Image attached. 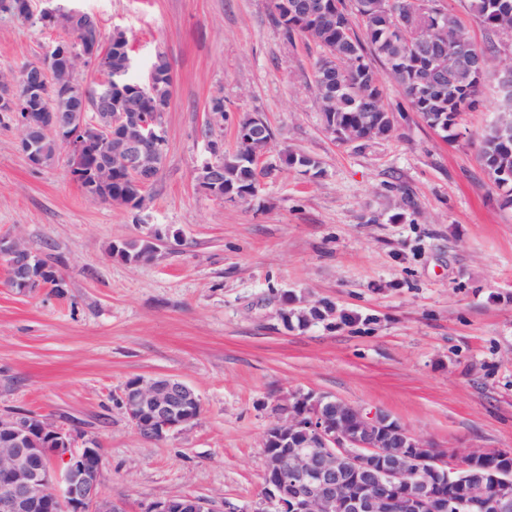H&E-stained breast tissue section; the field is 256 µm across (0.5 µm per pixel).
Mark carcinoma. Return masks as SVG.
Wrapping results in <instances>:
<instances>
[{"label": "carcinoma", "mask_w": 512, "mask_h": 512, "mask_svg": "<svg viewBox=\"0 0 512 512\" xmlns=\"http://www.w3.org/2000/svg\"><path fill=\"white\" fill-rule=\"evenodd\" d=\"M341 9L330 18L318 16L297 27L284 19L282 7L275 9V22L287 39L301 35L320 49L313 65V87L317 100H329L325 111L333 114L336 130L345 132L336 137L341 143H368L383 140L394 132V110L385 101L375 71L374 62L387 68L391 79L402 89L411 107L430 127L440 130L444 137L457 136L456 126L460 116L470 110L477 100L487 70L478 74L466 71L453 75L441 88L427 80L422 64L405 43L390 39L383 26L384 16L393 12L408 14L420 9L418 0H369L370 9L358 7L359 0H339ZM472 10L481 15L483 28L488 34L482 46L474 44L461 18L453 11L444 14L448 24V42L465 50L469 55L488 61L497 53L495 37L502 26H512V0H467ZM352 54L354 63H346L344 56ZM151 71L155 74V93L151 95L149 109L154 104H165L170 96L171 67L167 57L155 56ZM512 124V99L507 101L487 126L478 152L482 170L512 172V139L502 140L498 128ZM251 148L240 146L234 152H225L219 159L224 167V191L242 194L253 187L257 177L270 174L263 170L254 172L250 160ZM286 167L301 168L315 176L322 174L320 162L300 152L286 151ZM140 193L133 180L122 170L112 175V189L108 204L127 206ZM123 258L134 257L144 262L152 260L148 243L143 239L126 241L119 250H110ZM336 314L330 301H319L288 314V320L306 325L318 318ZM460 471L473 475V483L496 471L512 470V453L493 451L485 454L474 466L456 465Z\"/></svg>", "instance_id": "obj_1"}]
</instances>
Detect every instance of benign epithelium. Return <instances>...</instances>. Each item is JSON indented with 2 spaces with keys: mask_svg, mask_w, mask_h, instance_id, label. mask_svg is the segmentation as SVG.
I'll use <instances>...</instances> for the list:
<instances>
[{
  "mask_svg": "<svg viewBox=\"0 0 512 512\" xmlns=\"http://www.w3.org/2000/svg\"><path fill=\"white\" fill-rule=\"evenodd\" d=\"M34 13L26 4L25 20L37 19L73 28L88 19L80 9L62 10L55 0H41ZM313 0H295L288 17L296 24L308 19ZM420 12L429 18L430 36L416 42L414 52L428 58L429 73L445 77L446 58L436 36L445 27L440 0H423ZM82 65L105 69L108 80L95 93L93 112L77 104L73 75ZM134 67L127 56L112 64L101 41L50 49L43 60L27 65L19 79L0 77V110L12 112L22 130L21 148L31 164L43 166L40 139L50 135L69 152L70 173L84 181L87 198L102 202L112 183L113 161L137 179L139 188L151 185L161 171L165 153L163 125L140 111V99L152 92L154 75L140 82L137 93L127 96L122 111H112V92L126 84ZM97 146L96 160L88 163L89 146ZM198 185L211 196L224 198V167L216 158L205 160L194 171ZM0 264L15 281H41L34 275V253L18 237H0ZM293 403L279 405L280 423L266 435L265 445L288 451L270 460L265 487L255 512H444L437 494L444 479H467L440 469L441 456L421 445L397 420L381 411L363 412L351 407L340 419L336 398L313 392L293 394ZM122 406L143 436L160 439L192 423L201 415L195 392L173 377L146 381L133 378L121 393ZM9 452L0 462V512H117L112 500L100 493L106 461L95 438L66 431L37 413L0 416V449ZM397 448L398 454L383 452ZM353 476L370 484V490L345 495L343 478ZM512 472L492 476L474 487L473 498L485 502V512H507L508 498L487 499L485 486L505 485ZM147 512H214L202 497L172 496L151 504Z\"/></svg>",
  "mask_w": 512,
  "mask_h": 512,
  "instance_id": "benign-epithelium-1",
  "label": "benign epithelium"
}]
</instances>
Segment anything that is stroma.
Segmentation results:
<instances>
[{"label": "stroma", "mask_w": 512, "mask_h": 512, "mask_svg": "<svg viewBox=\"0 0 512 512\" xmlns=\"http://www.w3.org/2000/svg\"><path fill=\"white\" fill-rule=\"evenodd\" d=\"M59 4L94 15L102 40L123 30L136 77L167 56L166 156L143 210L95 203L66 153L31 165L13 114L0 112V236L21 237L63 279L61 292L22 293L0 265V414H42L97 438L101 491L120 512L168 496L255 512L266 433L295 391L383 411L451 465L512 452V210L478 161L511 47L490 59L457 140L413 112L380 65L400 109L393 135L340 144L313 99L319 49L285 38L272 0ZM65 36L0 11V74L19 76ZM217 97L224 118L213 126ZM246 114L267 121L275 150L319 159L322 176L279 168L247 202L200 189L205 129L232 150ZM151 232L163 239L153 261L110 255ZM316 300L338 317L284 324L283 313ZM159 376L190 385L202 413L154 440L120 396L130 378Z\"/></svg>", "instance_id": "1"}]
</instances>
